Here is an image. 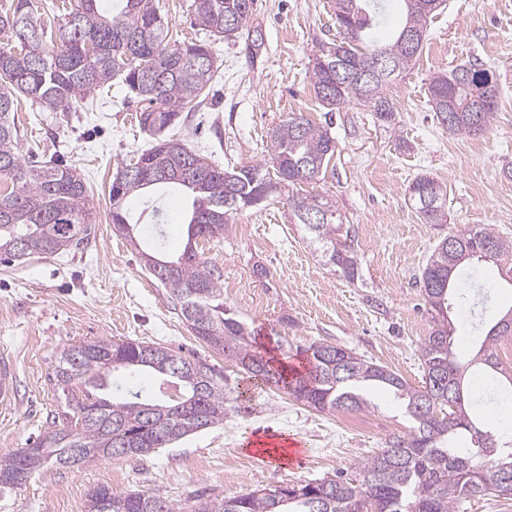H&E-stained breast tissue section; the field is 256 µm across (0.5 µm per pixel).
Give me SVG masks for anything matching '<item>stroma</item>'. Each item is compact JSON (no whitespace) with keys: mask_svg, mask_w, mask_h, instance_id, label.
Listing matches in <instances>:
<instances>
[{"mask_svg":"<svg viewBox=\"0 0 512 512\" xmlns=\"http://www.w3.org/2000/svg\"><path fill=\"white\" fill-rule=\"evenodd\" d=\"M155 3L169 39L209 43L217 66L200 111L174 129L192 149L225 169L267 163L269 129L299 112L329 126L336 140L326 175L312 190L329 198L353 230L359 277L350 282L324 266L277 199L232 215L223 240L204 247L221 271L226 306L248 321L258 340L287 350L291 363L299 361L297 347L327 343L420 385V347L432 324L419 274L436 245L483 224L512 240V181L501 176L502 167L512 166V0H447L428 20L414 65L386 88L396 110L391 126L377 123L364 106L325 108L314 93L312 60L337 36L334 0H255L253 20L264 45L254 62L240 43L193 27L192 0ZM468 63L495 71L502 90L489 129L477 137L443 129L427 98L434 73ZM140 108L117 76L70 111L25 102L15 114L21 154L35 150L60 159L84 178L94 230L79 250L0 264V369L11 382L0 396V454L27 447L64 410L65 398L47 376L57 354L83 340L139 339L193 357L220 375L230 410L223 424L146 457L45 467L1 501L0 512H85L88 492L103 484L155 492L190 512L202 499L354 476L390 436L412 427L386 390H370L368 410L323 413L253 385L235 362L192 336L137 251L113 230L109 188L116 169L148 145L137 121ZM421 174L446 186V223H424L410 206L407 188ZM186 205L183 193L163 194L159 226L143 216L139 198L126 202L141 218L139 238L163 240L169 254L185 245ZM258 264L266 277L255 276ZM454 285L480 293L477 312L450 311L456 347L468 358L512 307V285L489 260L462 266ZM249 430L304 441V463L259 459L247 446Z\"/></svg>","mask_w":512,"mask_h":512,"instance_id":"stroma-1","label":"stroma"}]
</instances>
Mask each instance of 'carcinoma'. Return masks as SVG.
<instances>
[{
	"label": "carcinoma",
	"instance_id": "1",
	"mask_svg": "<svg viewBox=\"0 0 512 512\" xmlns=\"http://www.w3.org/2000/svg\"><path fill=\"white\" fill-rule=\"evenodd\" d=\"M247 0H193L191 24L227 40L253 36L244 43L254 58L263 46L252 27ZM404 5L399 29L384 45L367 40L378 24L377 0H335L340 40L325 45L312 64L315 93L330 106L363 105L382 124L395 120L394 104L385 89L410 68L422 50L427 20L444 0H400ZM33 0H12L0 12V180L12 182L0 192V263L32 256L49 257L81 248L92 231L93 203L84 179L72 168L52 159L22 160L20 132L14 113L25 99L53 111L74 103L124 73L131 97L147 102L139 125L155 144L120 166L112 180V224L134 245L139 242L124 226L135 227L124 201L143 200L148 216L157 217L155 191L161 187L187 193V241L170 257L179 263L161 284L178 308L192 335L224 353L256 382L275 388L319 412H360L370 407L364 389H391L406 401L416 423L408 433L395 435L361 469L359 477L253 490L241 496L198 503L192 512H460L468 498L491 496L499 473L512 475V444L482 427L472 414L469 397L448 405V384H464L471 369L493 371L500 362L496 346L512 337V330L491 327L469 360L460 358L452 342L448 310L475 306L471 294L454 293L451 278L463 263L480 258L484 244L494 245L493 259L512 262V240L488 226H467L453 237L458 246L438 243L423 267L420 283L431 332L421 347L423 382L411 386L395 372L343 348L312 343L300 350L302 369L277 366L249 343L247 324L224 306L221 271L207 261L199 242L224 238L232 214L258 208V190L280 180L279 171L322 174L336 151L328 130L298 113L276 126L270 135L273 176L262 166L224 169L188 147L170 131L182 112H195L209 94L214 62L204 42L170 44L163 17L154 0H59L53 5L52 28L37 17ZM418 38L409 46L404 32ZM383 54L390 71L372 70L361 79L336 82V72L360 65L363 56ZM500 94L490 70L464 64L435 73L428 85V101L448 131L481 134L491 124L498 102L482 108L485 85ZM288 207L319 244L326 265L346 280L359 275V258L351 231L340 224L334 206L320 195L303 193V181L290 180ZM447 188L428 175L408 187L412 206L428 224L447 217ZM321 214V221L304 218ZM161 244L140 246L144 266L155 274V261L167 258ZM188 357L139 340H90L60 353L48 374L66 399V411L53 416L48 428L29 448L0 455V498L21 488L34 473L55 465L70 468L113 458V448L125 443L127 457H145L168 445L224 421L226 396L215 372L186 370ZM117 371L145 373L156 386L120 390L112 386ZM87 512H176L163 497L147 492H117L99 485L88 494Z\"/></svg>",
	"mask_w": 512,
	"mask_h": 512
}]
</instances>
